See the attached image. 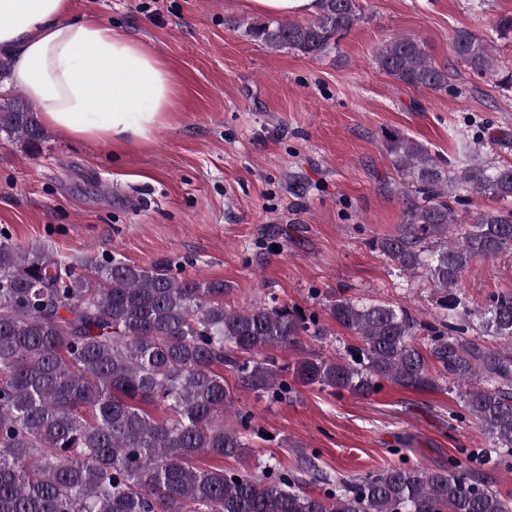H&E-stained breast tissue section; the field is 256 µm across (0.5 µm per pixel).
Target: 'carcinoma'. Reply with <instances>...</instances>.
<instances>
[{"label":"carcinoma","mask_w":512,"mask_h":512,"mask_svg":"<svg viewBox=\"0 0 512 512\" xmlns=\"http://www.w3.org/2000/svg\"><path fill=\"white\" fill-rule=\"evenodd\" d=\"M360 19L359 0H319L309 19H270L245 34L317 58ZM451 46L469 70L512 91V71L487 41L459 29ZM375 63L407 87L448 89V68L415 37L387 41ZM0 133L32 150L45 139L34 109L17 99L0 101ZM387 149L406 205L396 232L370 244L402 273L423 274L439 313L423 320L380 301L331 300V320L358 340L334 355L303 351L302 337L328 335L316 317L274 298L228 307L224 281L185 276L174 258L139 265L93 251L67 261L44 243L0 234V512H512L511 498L459 461L335 481L314 452L297 448L288 470L260 456L253 413L233 409L226 389V372L238 389L272 401L297 384L369 396L385 382L415 391L449 383L462 388L485 452L512 459V295L475 309L460 291L473 261L512 248V209L476 206L448 237L458 223L448 200L512 199V164L456 171L405 136ZM482 336L501 349L482 347ZM271 348L302 355L285 367ZM204 455L251 465L203 468ZM308 478L324 490L307 491Z\"/></svg>","instance_id":"1"}]
</instances>
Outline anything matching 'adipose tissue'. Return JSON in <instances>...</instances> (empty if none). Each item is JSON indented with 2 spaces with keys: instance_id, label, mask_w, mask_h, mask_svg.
Instances as JSON below:
<instances>
[{
  "instance_id": "ef3b65f1",
  "label": "adipose tissue",
  "mask_w": 512,
  "mask_h": 512,
  "mask_svg": "<svg viewBox=\"0 0 512 512\" xmlns=\"http://www.w3.org/2000/svg\"><path fill=\"white\" fill-rule=\"evenodd\" d=\"M0 53L11 85L61 137L118 151L152 142L172 120L168 66L110 24L73 16L71 0H0Z\"/></svg>"
}]
</instances>
